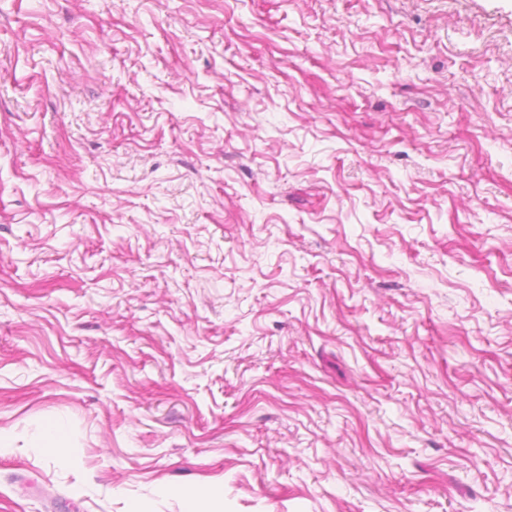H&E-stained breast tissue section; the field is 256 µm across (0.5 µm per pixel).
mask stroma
Wrapping results in <instances>:
<instances>
[{
    "instance_id": "stroma-1",
    "label": "stroma",
    "mask_w": 512,
    "mask_h": 512,
    "mask_svg": "<svg viewBox=\"0 0 512 512\" xmlns=\"http://www.w3.org/2000/svg\"><path fill=\"white\" fill-rule=\"evenodd\" d=\"M172 485L512 512V0H0V512Z\"/></svg>"
}]
</instances>
